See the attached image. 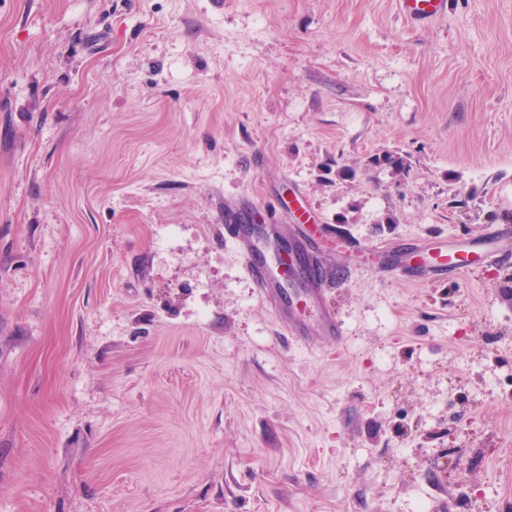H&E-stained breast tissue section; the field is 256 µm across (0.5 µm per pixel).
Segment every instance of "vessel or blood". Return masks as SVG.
Returning a JSON list of instances; mask_svg holds the SVG:
<instances>
[{
  "label": "vessel or blood",
  "instance_id": "vessel-or-blood-1",
  "mask_svg": "<svg viewBox=\"0 0 512 512\" xmlns=\"http://www.w3.org/2000/svg\"><path fill=\"white\" fill-rule=\"evenodd\" d=\"M401 14L414 23H425L448 11V0H398ZM288 217L283 224H258V213L245 202L224 209V239L236 246L244 257L245 269L259 295L274 312L285 335L305 342L316 337L337 338L343 324L328 295L326 274L314 256L323 245L324 224L320 215L307 206L285 205ZM290 239L297 248L300 269L295 290L285 288L269 268L258 241L272 248L281 239ZM437 261L424 257L421 247H410L381 259L386 271L401 272L415 282L432 283L451 276H462L483 263H493L512 255V229L500 227L480 242L458 240L434 245ZM313 308L317 319L308 323L305 308Z\"/></svg>",
  "mask_w": 512,
  "mask_h": 512
}]
</instances>
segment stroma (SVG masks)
Returning a JSON list of instances; mask_svg holds the SVG:
<instances>
[{
    "label": "stroma",
    "instance_id": "obj_1",
    "mask_svg": "<svg viewBox=\"0 0 512 512\" xmlns=\"http://www.w3.org/2000/svg\"><path fill=\"white\" fill-rule=\"evenodd\" d=\"M395 152L407 175L370 166ZM329 224L280 334L224 207ZM512 0H0V512H512ZM398 5L412 23H425L448 12L447 0H398ZM437 252L441 258L431 262L424 256ZM512 252V230L498 227L482 242L458 240L433 244L427 248L410 247L394 252L379 262L388 272H402L415 282L432 283L463 276L483 263H495ZM424 256L425 259L421 257Z\"/></svg>",
    "mask_w": 512,
    "mask_h": 512
}]
</instances>
